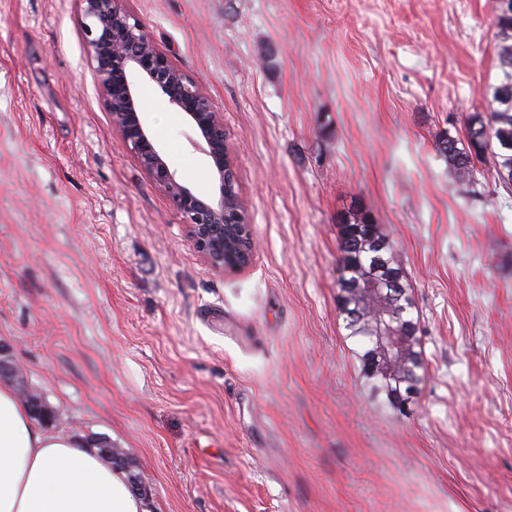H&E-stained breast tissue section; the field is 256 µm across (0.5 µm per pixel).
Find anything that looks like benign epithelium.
Returning a JSON list of instances; mask_svg holds the SVG:
<instances>
[{
    "mask_svg": "<svg viewBox=\"0 0 512 512\" xmlns=\"http://www.w3.org/2000/svg\"><path fill=\"white\" fill-rule=\"evenodd\" d=\"M85 43L101 101L109 112L113 129L130 145L141 168L168 198L189 229L197 252L217 267H246L254 250L252 225L247 218L224 225V198L235 163L224 139V120L212 99L198 82L175 66L148 37L142 22L126 8V0H78ZM156 85L167 104L186 114L189 123L206 145L219 178V198L200 197L171 169L149 130L138 115V86ZM374 340L381 346L383 367L398 352L404 337L392 325H381ZM31 414L44 424L57 414L43 401L34 402ZM104 446L106 462L125 469L134 489L149 494V486L135 469L132 457L122 448Z\"/></svg>",
    "mask_w": 512,
    "mask_h": 512,
    "instance_id": "benign-epithelium-1",
    "label": "benign epithelium"
}]
</instances>
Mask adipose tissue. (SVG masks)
<instances>
[{
    "label": "adipose tissue",
    "mask_w": 512,
    "mask_h": 512,
    "mask_svg": "<svg viewBox=\"0 0 512 512\" xmlns=\"http://www.w3.org/2000/svg\"><path fill=\"white\" fill-rule=\"evenodd\" d=\"M0 512H152V506L83 438L35 425L17 391L0 384Z\"/></svg>",
    "instance_id": "obj_1"
}]
</instances>
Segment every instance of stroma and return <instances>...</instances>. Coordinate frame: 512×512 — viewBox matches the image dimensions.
<instances>
[{
	"label": "stroma",
	"instance_id": "1",
	"mask_svg": "<svg viewBox=\"0 0 512 512\" xmlns=\"http://www.w3.org/2000/svg\"><path fill=\"white\" fill-rule=\"evenodd\" d=\"M224 115L255 239L223 270L112 128L77 0H0V342L57 429L127 449L155 512H512V194L448 182L497 72L495 0H127ZM171 168L216 197L183 113L139 87ZM384 225L425 379L365 384L337 222Z\"/></svg>",
	"mask_w": 512,
	"mask_h": 512
}]
</instances>
